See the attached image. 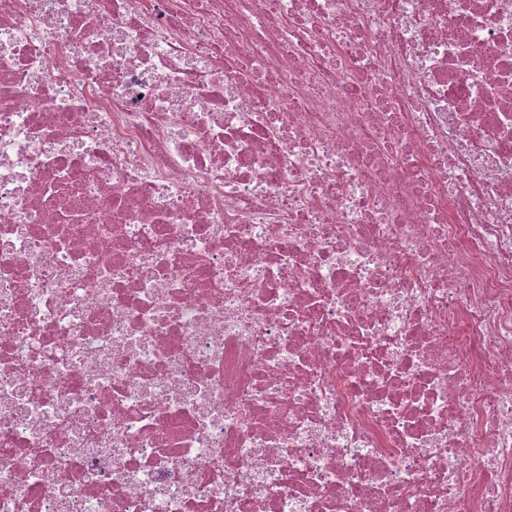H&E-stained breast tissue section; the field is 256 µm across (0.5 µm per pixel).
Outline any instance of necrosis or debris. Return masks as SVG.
<instances>
[{
	"label": "necrosis or debris",
	"mask_w": 512,
	"mask_h": 512,
	"mask_svg": "<svg viewBox=\"0 0 512 512\" xmlns=\"http://www.w3.org/2000/svg\"><path fill=\"white\" fill-rule=\"evenodd\" d=\"M0 512H512V0H0Z\"/></svg>",
	"instance_id": "4bbe7bcc"
}]
</instances>
